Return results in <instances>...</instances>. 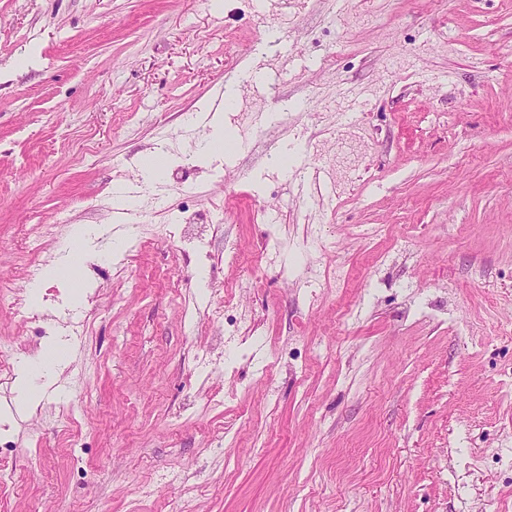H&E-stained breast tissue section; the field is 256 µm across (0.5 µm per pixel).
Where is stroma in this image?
Returning <instances> with one entry per match:
<instances>
[{
	"mask_svg": "<svg viewBox=\"0 0 512 512\" xmlns=\"http://www.w3.org/2000/svg\"><path fill=\"white\" fill-rule=\"evenodd\" d=\"M251 65L231 164L203 157ZM348 124L370 149L328 194ZM159 147L126 235L113 187ZM78 225L40 331L14 302ZM52 338L37 408L0 384L32 461L0 512H512V0H0V340ZM170 156L163 150L157 149L141 160V177L146 182L157 179L166 169ZM93 231L85 226H80L77 229V232L75 234V237L73 240L69 243V245L63 250L58 264L49 269H45L42 272V280H53L57 279L60 276V272L63 268H67L71 265L72 261L75 258V246L79 247L78 251V259H80V255L82 252V249L84 245L89 240L90 236L92 235Z\"/></svg>",
	"mask_w": 512,
	"mask_h": 512,
	"instance_id": "35a3bbf8",
	"label": "stroma"
}]
</instances>
